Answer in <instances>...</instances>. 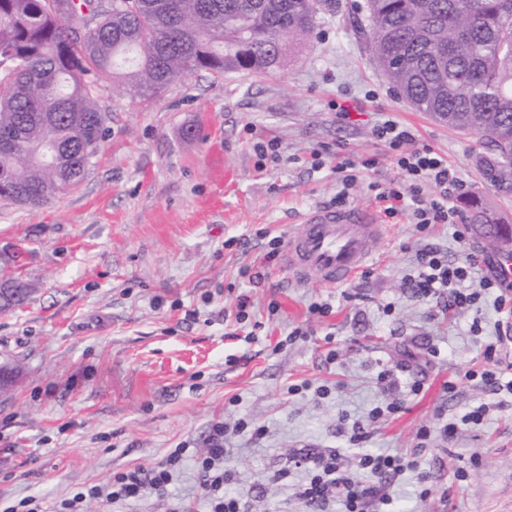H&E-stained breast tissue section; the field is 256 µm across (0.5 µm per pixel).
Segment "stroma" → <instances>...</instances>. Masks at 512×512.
I'll list each match as a JSON object with an SVG mask.
<instances>
[{
  "instance_id": "35a3bbf8",
  "label": "stroma",
  "mask_w": 512,
  "mask_h": 512,
  "mask_svg": "<svg viewBox=\"0 0 512 512\" xmlns=\"http://www.w3.org/2000/svg\"><path fill=\"white\" fill-rule=\"evenodd\" d=\"M365 3L332 0L282 70L202 71L148 100L101 77L107 135L82 179L35 209L0 200V277L20 270L33 285L22 307L0 312V365L18 370L0 393V502L69 497L185 446L194 454L169 490L137 512H169L177 500L207 512L196 457L221 424L251 512H302L296 493L308 475L291 460L302 449L340 453L350 469L364 451H420L429 479L388 485L390 512H512V395L464 377L497 339L494 298L483 296L479 315L450 317L407 285L423 248L452 260L468 251L495 258L499 248L479 225L461 244L448 224L424 232L404 217L386 224L366 274L336 287L292 283L269 246L287 240L308 207L336 203L339 179L332 167H311L313 151L377 157L346 201L374 207L369 183L400 176L372 135L385 115L447 155L466 194L512 222V195L479 169L480 137L418 111L367 52ZM342 99L354 106L345 121L336 116ZM260 134L278 139L277 162L255 154ZM214 144L238 178L222 207L203 211ZM242 295L258 326L251 343L225 333L224 315ZM322 300L331 314L310 317L309 304ZM298 327L303 336L292 337ZM386 369L390 391L378 380ZM321 385L328 397L316 394ZM390 398L401 412L351 444L345 428ZM477 406L482 423L461 424ZM242 420L264 427V437L239 431ZM449 423L458 426L450 438L441 433Z\"/></svg>"
}]
</instances>
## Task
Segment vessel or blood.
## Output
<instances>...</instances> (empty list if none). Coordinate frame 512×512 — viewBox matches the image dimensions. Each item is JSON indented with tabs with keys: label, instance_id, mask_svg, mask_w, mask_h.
<instances>
[{
	"label": "vessel or blood",
	"instance_id": "b4317fda",
	"mask_svg": "<svg viewBox=\"0 0 512 512\" xmlns=\"http://www.w3.org/2000/svg\"><path fill=\"white\" fill-rule=\"evenodd\" d=\"M212 191L205 208L221 207L224 189L235 174L219 154L208 158ZM385 233L375 214L367 209L313 207L288 241L284 266L292 281L305 284L318 279L333 287L349 283L375 253Z\"/></svg>",
	"mask_w": 512,
	"mask_h": 512
}]
</instances>
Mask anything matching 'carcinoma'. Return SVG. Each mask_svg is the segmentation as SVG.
Returning a JSON list of instances; mask_svg holds the SVG:
<instances>
[{
  "mask_svg": "<svg viewBox=\"0 0 512 512\" xmlns=\"http://www.w3.org/2000/svg\"><path fill=\"white\" fill-rule=\"evenodd\" d=\"M328 0H0V198L37 208L76 184L106 135L103 75L146 97L202 70L265 73L309 38ZM367 47L416 109L493 143L481 159L494 188L512 187V0H367ZM86 15L85 34L71 22ZM57 152L65 159L45 160ZM485 236L501 217L470 200ZM0 281V309L27 300Z\"/></svg>",
  "mask_w": 512,
  "mask_h": 512,
  "instance_id": "obj_1",
  "label": "carcinoma"
}]
</instances>
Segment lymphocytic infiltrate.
<instances>
[{
    "instance_id": "lymphocytic-infiltrate-1",
    "label": "lymphocytic infiltrate",
    "mask_w": 512,
    "mask_h": 512,
    "mask_svg": "<svg viewBox=\"0 0 512 512\" xmlns=\"http://www.w3.org/2000/svg\"><path fill=\"white\" fill-rule=\"evenodd\" d=\"M373 136L388 149L402 173L401 179L384 185H374L375 199L386 217L408 215L420 230L437 224L456 225V238L465 241L467 227L455 206L465 185L448 163L447 157L428 146H416L411 130L394 120L377 123ZM430 185L433 192L423 197V185ZM417 274L410 284L423 299H443L449 313L478 308L482 291L495 290L494 306L500 315L497 323V341L483 351L484 365L477 370H467L470 379H480L493 392L512 394V380L503 381L499 369V347L512 342V286L500 280L498 274L480 275L481 260L469 254L464 260L449 261L433 249L419 250L416 256ZM480 275L481 288L468 291L466 283L473 275ZM223 427H215L214 443L197 466L200 487L207 501L209 512H249V497L242 493H227L225 486L235 476L226 464L228 450L222 440ZM183 449H176L164 461L151 468L134 467L113 475L102 485H94L73 496L46 506L43 499L26 496L4 512H83L86 500L102 499L110 503L113 512H125L126 507L144 499L147 492H166L183 458ZM299 464L311 472L308 483L300 490L299 497L307 512H326L330 502L341 503L345 512H365L367 504L376 497L378 484L389 483L405 474L424 480L419 461L408 455H391L365 452L359 455L356 471L344 468L339 455L305 454Z\"/></svg>"
}]
</instances>
